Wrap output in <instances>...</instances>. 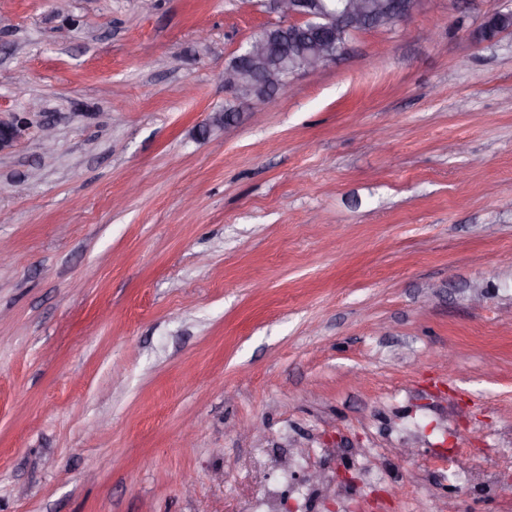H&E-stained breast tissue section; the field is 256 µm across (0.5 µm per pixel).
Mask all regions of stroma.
<instances>
[{
	"label": "stroma",
	"instance_id": "1",
	"mask_svg": "<svg viewBox=\"0 0 512 512\" xmlns=\"http://www.w3.org/2000/svg\"><path fill=\"white\" fill-rule=\"evenodd\" d=\"M498 9L419 0L208 133L258 0H0V512H512Z\"/></svg>",
	"mask_w": 512,
	"mask_h": 512
}]
</instances>
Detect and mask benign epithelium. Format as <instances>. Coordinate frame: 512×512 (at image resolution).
<instances>
[{
    "mask_svg": "<svg viewBox=\"0 0 512 512\" xmlns=\"http://www.w3.org/2000/svg\"><path fill=\"white\" fill-rule=\"evenodd\" d=\"M339 6L325 9L319 0H271L270 7L279 20L261 27L224 69V89L235 103L270 100L290 77L336 59L346 44H336V35L379 30L406 21L415 11L417 0H338ZM286 33L310 45L300 53L295 67L271 66L266 58L276 37ZM23 118L0 122V152L11 147L20 133Z\"/></svg>",
    "mask_w": 512,
    "mask_h": 512,
    "instance_id": "benign-epithelium-1",
    "label": "benign epithelium"
}]
</instances>
